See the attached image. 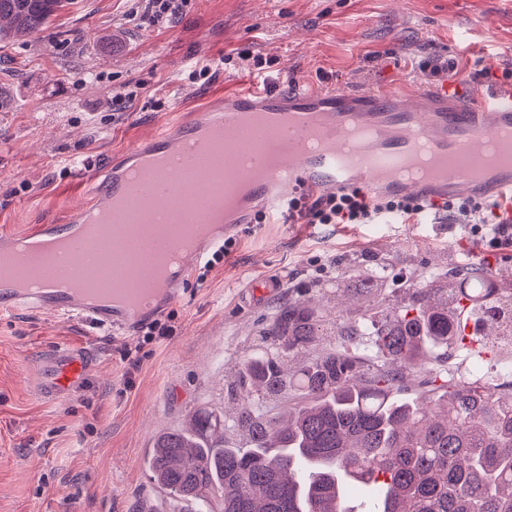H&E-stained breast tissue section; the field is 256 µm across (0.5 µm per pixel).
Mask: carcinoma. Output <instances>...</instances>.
<instances>
[{
  "label": "carcinoma",
  "mask_w": 512,
  "mask_h": 512,
  "mask_svg": "<svg viewBox=\"0 0 512 512\" xmlns=\"http://www.w3.org/2000/svg\"><path fill=\"white\" fill-rule=\"evenodd\" d=\"M68 3L0 0V42L46 33ZM416 294L426 307L387 303L367 342L355 329L329 348L316 311L288 302L263 332L275 353L238 369L248 401L233 419L239 444L226 440L223 416L198 410L155 436L156 485L174 500L218 495L223 512H350L336 501L357 476L378 512H512V393L450 378L441 394L402 398L435 350L462 345L459 312L512 335V286L474 264L421 281ZM295 355L302 365L285 369ZM290 391L286 416L265 408Z\"/></svg>",
  "instance_id": "carcinoma-1"
}]
</instances>
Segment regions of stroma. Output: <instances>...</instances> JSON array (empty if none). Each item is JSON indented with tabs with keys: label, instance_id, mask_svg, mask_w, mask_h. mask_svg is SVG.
Returning <instances> with one entry per match:
<instances>
[{
	"label": "stroma",
	"instance_id": "1",
	"mask_svg": "<svg viewBox=\"0 0 512 512\" xmlns=\"http://www.w3.org/2000/svg\"><path fill=\"white\" fill-rule=\"evenodd\" d=\"M51 39L0 44V230L61 224L83 198L73 160L106 166L114 152L174 123L216 92L266 82L280 89L362 91L438 83L429 64L472 94L512 85V0H187L176 19L152 21L143 0H71ZM223 60L210 82L196 63ZM137 90L112 113L115 94ZM326 263L318 272L314 258ZM512 263V247L484 251L466 217L452 223L286 224L268 218L241 236L204 283L188 282L171 310L174 336L123 386L129 336L85 335L53 313L0 314V512H196L155 487L144 455L157 432L196 410L234 413L237 368L262 355L263 332L288 299L313 298L328 332L369 324L378 304L356 275L385 269L382 294L405 302L426 272ZM276 288L254 296L265 278ZM88 342L97 359L84 388L41 399L39 355ZM512 350L490 336L442 354L450 375L490 377L512 392Z\"/></svg>",
	"mask_w": 512,
	"mask_h": 512
}]
</instances>
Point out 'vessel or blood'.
Segmentation results:
<instances>
[{"instance_id":"vessel-or-blood-1","label":"vessel or blood","mask_w":512,"mask_h":512,"mask_svg":"<svg viewBox=\"0 0 512 512\" xmlns=\"http://www.w3.org/2000/svg\"><path fill=\"white\" fill-rule=\"evenodd\" d=\"M253 112L325 137L328 145L315 154L299 152L288 176L269 172L256 177L249 194L234 202L231 218L198 233L192 253L157 288L146 290L135 279L121 278L109 288L108 300L95 301L79 291L22 290L4 282L0 284V312L36 316L53 311L66 318L85 317L118 331H131L172 303L209 251L250 223L255 211L282 209L302 187L314 193L358 187L373 195L418 197L437 205L456 197L486 198L502 203L512 216V87L472 101L455 82L417 95L400 87L373 94L356 89L267 88L214 97L182 114L175 124L114 154L104 169L78 168L77 184L86 204L73 210L66 223L36 226L29 240L38 246L72 237L89 214L106 209L127 193L131 167L159 155L179 156L186 142L229 131L232 121ZM353 121L372 127L375 135L365 148V161L345 165L339 160L338 147L346 125ZM423 138L433 148L436 174L414 182L397 177L394 167L412 163ZM150 179L189 198L195 207L208 203L205 182L183 181L178 168L154 171ZM94 361L92 349L84 344L46 351L38 363L39 396L52 402L72 396Z\"/></svg>"}]
</instances>
